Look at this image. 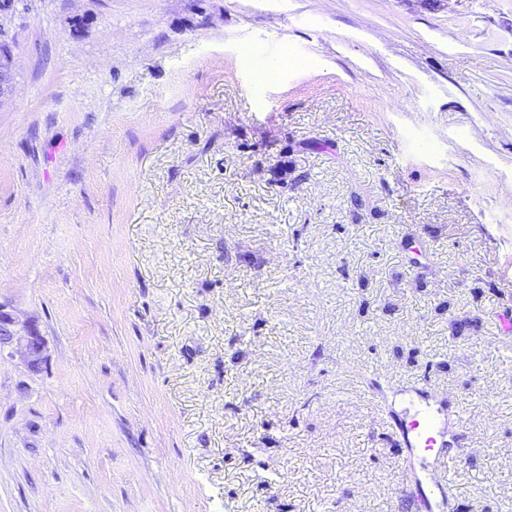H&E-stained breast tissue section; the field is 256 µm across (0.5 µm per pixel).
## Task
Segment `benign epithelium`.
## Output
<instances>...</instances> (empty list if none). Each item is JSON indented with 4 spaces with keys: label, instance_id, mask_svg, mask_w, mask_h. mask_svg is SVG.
Returning <instances> with one entry per match:
<instances>
[{
    "label": "benign epithelium",
    "instance_id": "7a95c632",
    "mask_svg": "<svg viewBox=\"0 0 512 512\" xmlns=\"http://www.w3.org/2000/svg\"><path fill=\"white\" fill-rule=\"evenodd\" d=\"M45 339L33 319H20L7 304L0 302V356L18 358L32 373L42 370Z\"/></svg>",
    "mask_w": 512,
    "mask_h": 512
}]
</instances>
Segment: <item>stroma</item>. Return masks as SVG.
Listing matches in <instances>:
<instances>
[{
    "label": "stroma",
    "mask_w": 512,
    "mask_h": 512,
    "mask_svg": "<svg viewBox=\"0 0 512 512\" xmlns=\"http://www.w3.org/2000/svg\"><path fill=\"white\" fill-rule=\"evenodd\" d=\"M0 512H512V0H0ZM45 339L33 319H20L14 310L0 301V356L17 357L32 373L42 370ZM421 414L420 409L413 408V416L411 420L405 424L400 423L397 425L395 431L396 436L399 439V443L405 448H413L417 442L421 448L429 453V456L433 461H440L441 465L445 460L448 462V467L451 464H458L465 458V448L461 445L451 441L446 437V432H437L436 436L428 434L426 427L427 422L424 419H419L418 416ZM456 448L453 453H448L447 459H445L446 448ZM407 484L413 488L417 508L423 512H444L448 508V499L443 484L437 479L427 480L431 489L426 492L424 483L416 470L406 474Z\"/></svg>",
    "instance_id": "1"
}]
</instances>
